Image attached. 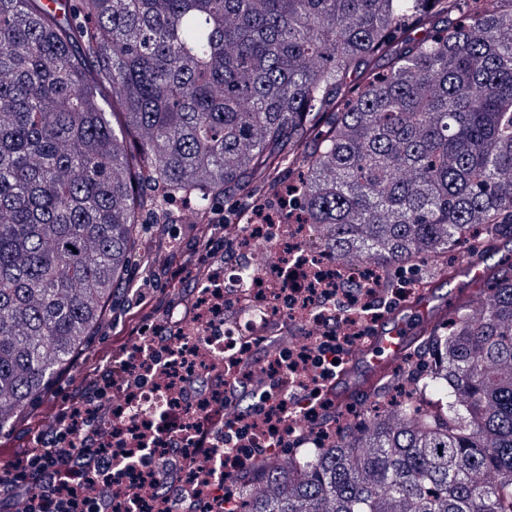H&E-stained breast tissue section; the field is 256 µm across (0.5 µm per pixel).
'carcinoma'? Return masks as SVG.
Listing matches in <instances>:
<instances>
[{
  "mask_svg": "<svg viewBox=\"0 0 512 512\" xmlns=\"http://www.w3.org/2000/svg\"><path fill=\"white\" fill-rule=\"evenodd\" d=\"M479 1L0 0V434L176 198L209 224L280 187L284 220L388 288L512 227V0ZM488 284L368 419L244 473L237 512H512V263Z\"/></svg>",
  "mask_w": 512,
  "mask_h": 512,
  "instance_id": "1",
  "label": "carcinoma"
}]
</instances>
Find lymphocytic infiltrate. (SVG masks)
I'll list each match as a JSON object with an SVG mask.
<instances>
[{"label": "lymphocytic infiltrate", "mask_w": 512, "mask_h": 512, "mask_svg": "<svg viewBox=\"0 0 512 512\" xmlns=\"http://www.w3.org/2000/svg\"><path fill=\"white\" fill-rule=\"evenodd\" d=\"M220 235V225H207L204 233H192L189 246L183 249L174 245L164 227H157L153 245L163 258L152 269V291L136 294L133 325L122 326L119 333L113 334L111 345L97 351L90 360L95 383L70 387L64 404L53 408L59 422L81 430L85 453L76 454L66 448L46 450V434L39 427H28V445L0 475V512H11L20 497L36 504L37 512H115L112 500L96 492L99 473H115L116 456L102 445L103 438L111 434L112 425L106 413L92 411L91 406L127 352L129 336L142 333V320L156 314L166 317L165 329L153 331L146 337V344L168 349L180 341L183 327L197 306L196 284L210 279L214 270L224 264ZM354 343L353 335L335 331L323 336L315 348L300 351V360L318 370L311 386L313 392L328 390L336 377L337 361L350 353ZM168 385L177 393L169 414V435L155 437L153 448L133 460L132 466L149 483L158 505L173 503L183 512H196L204 487L186 485L179 476L181 469L191 467L196 451L177 443L174 435L186 427L208 435L223 416L220 408L209 407L203 397L204 383L192 371L170 374ZM224 402L237 409L239 433H247L258 423L286 436L291 433L287 423L289 399L270 403L240 386L225 389Z\"/></svg>", "instance_id": "obj_1"}]
</instances>
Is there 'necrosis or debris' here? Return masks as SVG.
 <instances>
[{"instance_id":"necrosis-or-debris-1","label":"necrosis or debris","mask_w":512,"mask_h":512,"mask_svg":"<svg viewBox=\"0 0 512 512\" xmlns=\"http://www.w3.org/2000/svg\"><path fill=\"white\" fill-rule=\"evenodd\" d=\"M357 270L327 261L314 235L303 224H271L259 219L240 227L231 240L223 269L198 291L197 318L174 352L165 354L168 365L191 362L195 371L207 374L214 399H221L225 384L246 383L271 398L298 393L302 376L279 371L271 382L258 381L269 371L267 362H248L250 350L275 336H293L298 345L313 347L324 331L341 326L347 333L368 332L378 316L381 294L365 291L355 304L341 309L333 302L294 298L285 288L286 279L318 290H331L354 279ZM169 403L166 388L145 389L132 394L122 383H114L95 404L112 416L117 435L112 447H126L121 431L157 420ZM235 466L223 455L207 457L183 474L192 482L207 477L209 485L198 512H218L216 497L224 493V476Z\"/></svg>"}]
</instances>
